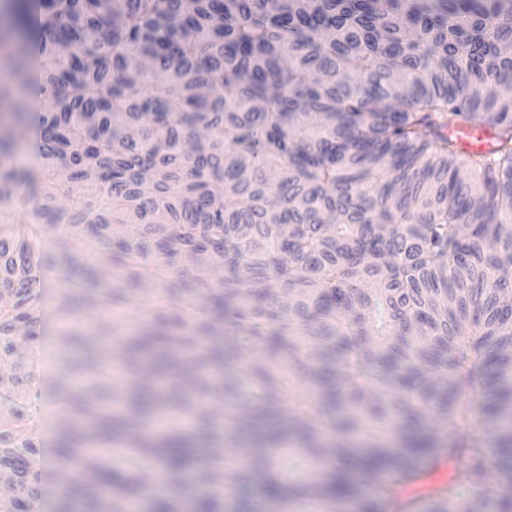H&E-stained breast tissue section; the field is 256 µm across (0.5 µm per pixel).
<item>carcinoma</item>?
Segmentation results:
<instances>
[{"mask_svg": "<svg viewBox=\"0 0 512 512\" xmlns=\"http://www.w3.org/2000/svg\"><path fill=\"white\" fill-rule=\"evenodd\" d=\"M15 17L29 37L0 23V47L49 101L40 210L66 238V302L120 311L159 285L191 309L128 337L124 360L140 375L208 373L174 398L143 392L125 422L91 400L70 412L63 430L85 433L59 451L63 512H92L112 448L127 489L112 512L132 498L178 512L186 459L153 422L193 408L220 443L211 419L244 374L264 409L232 477L239 512H257V479L289 512H420L406 488L462 453L425 512H512V0H16ZM2 109L22 122L28 103L3 89ZM457 125L493 129V149L461 157L445 135ZM29 182L0 137V364L40 318ZM256 346L265 361L240 363ZM288 366L312 395L288 398ZM22 382L0 385L3 457L35 447L40 404ZM361 408L396 419L389 434L352 440ZM324 430L336 447L319 446ZM155 464L171 482L146 496ZM222 498L217 485L193 512Z\"/></svg>", "mask_w": 512, "mask_h": 512, "instance_id": "obj_1", "label": "carcinoma"}]
</instances>
